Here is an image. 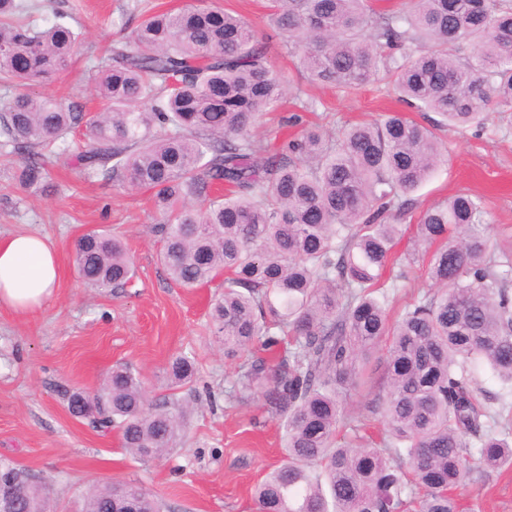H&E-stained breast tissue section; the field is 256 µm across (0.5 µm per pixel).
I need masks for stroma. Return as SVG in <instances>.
<instances>
[{"mask_svg": "<svg viewBox=\"0 0 512 512\" xmlns=\"http://www.w3.org/2000/svg\"><path fill=\"white\" fill-rule=\"evenodd\" d=\"M244 17L266 46L271 66L284 75L278 108L264 116L256 135L279 146L300 133L285 124L299 115L322 125L330 138L343 128L402 112L415 121L393 87L374 82L353 92L313 84L297 58L288 56L271 17L270 0H212ZM140 0H32L39 26L55 13L69 16L82 34L75 63L54 82L0 85V105L14 95H56L66 104L99 110L93 66L105 49L126 39L138 20ZM447 160L415 192L417 210L464 191L487 213V235L512 245V121L493 117L483 131L446 133ZM20 155H0V236L14 233L48 238L61 270L55 297L25 316L0 308V460L24 468L49 489L51 512H81L90 488L136 482L150 490L163 512H256L253 486L278 465L282 430L252 397L232 393L238 363L210 328V304L219 282L194 289L177 286L161 265V243L149 227L156 219L150 193H128L84 180L68 159L49 158L43 188L19 186ZM92 229H105L126 244L135 264L128 287L101 292L79 279L73 243ZM194 357L191 382L173 386L168 369L179 355ZM117 364L132 367L155 405L173 393L189 408L176 448L160 459H139L121 446L117 432L105 433L72 417L63 389L88 391ZM462 512H512V468L473 469L457 489Z\"/></svg>", "mask_w": 512, "mask_h": 512, "instance_id": "obj_1", "label": "stroma"}]
</instances>
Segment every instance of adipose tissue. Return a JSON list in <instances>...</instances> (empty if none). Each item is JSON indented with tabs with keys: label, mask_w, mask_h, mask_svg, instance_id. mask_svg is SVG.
I'll return each mask as SVG.
<instances>
[{
	"label": "adipose tissue",
	"mask_w": 512,
	"mask_h": 512,
	"mask_svg": "<svg viewBox=\"0 0 512 512\" xmlns=\"http://www.w3.org/2000/svg\"><path fill=\"white\" fill-rule=\"evenodd\" d=\"M59 260L47 239L27 233L0 237V305L27 314L53 296Z\"/></svg>",
	"instance_id": "1"
}]
</instances>
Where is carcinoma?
Wrapping results in <instances>:
<instances>
[{"label": "carcinoma", "mask_w": 512, "mask_h": 512, "mask_svg": "<svg viewBox=\"0 0 512 512\" xmlns=\"http://www.w3.org/2000/svg\"><path fill=\"white\" fill-rule=\"evenodd\" d=\"M404 2L389 13L369 0H276L275 23L312 80L356 90L383 74L409 108L439 116L429 128L392 112L338 140L310 128L271 149L253 131L281 99L283 78L249 22L203 4L146 14L112 45L94 69L102 111L19 94L0 113V151L24 155L22 187H43L44 151L53 150L75 157L86 180L151 193V231L171 280L197 288L223 278L210 319L225 357L277 351L273 364L253 356L237 373L238 388L284 431L281 465L255 488L258 512H459L454 491L471 449L486 467L512 465V415L491 409L471 373L487 365L512 385V254L480 231L481 201L459 192L419 214L415 238L437 291L395 321L383 280L388 265L392 282L410 265L394 256L397 221L445 161L436 131L512 116V0ZM26 9L0 0L5 83L64 71L80 46L67 14L39 29L13 20ZM74 254L93 288H122L134 274L121 240L103 230L79 236ZM380 365L387 386L369 412L385 434L370 448L343 445L341 397ZM194 371L187 356L170 366L176 385ZM82 398L136 456L162 458L184 429L183 405L148 407L126 365L91 391L65 392L71 415ZM1 479L21 507L46 512L48 491L26 470L0 461ZM126 497L138 512H159L139 484L94 487L83 512Z\"/></svg>", "instance_id": "1"}]
</instances>
